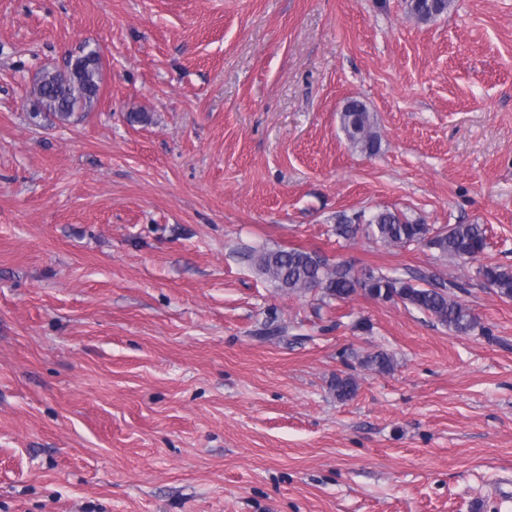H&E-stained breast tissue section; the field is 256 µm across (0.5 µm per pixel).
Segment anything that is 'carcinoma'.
Returning a JSON list of instances; mask_svg holds the SVG:
<instances>
[{"instance_id": "carcinoma-1", "label": "carcinoma", "mask_w": 512, "mask_h": 512, "mask_svg": "<svg viewBox=\"0 0 512 512\" xmlns=\"http://www.w3.org/2000/svg\"><path fill=\"white\" fill-rule=\"evenodd\" d=\"M450 6L451 0H410V11L420 21L448 13ZM101 72L98 51L83 48L79 54L69 57L64 70L47 71L39 77L31 90L33 102L39 109L67 121L75 113L89 110L97 100ZM341 123L353 147L367 155L379 151V136L374 131L371 113L362 101L346 103ZM360 232L394 247L425 241L442 255L464 262L477 259L487 248L486 228L482 224H450L432 237L429 225L411 221L404 214L389 209L368 216L363 212L343 216L336 224L338 237L351 239ZM249 258L257 270L282 291L306 292L317 285L324 297L336 301L348 300L361 292L377 300H399L457 333L467 334L478 326L475 314L457 299L456 291L465 289L462 282H438L425 273L408 278L372 271L357 274L348 265H331L326 258L298 248L254 250ZM478 274L499 296L512 298L511 269L484 264ZM360 365L385 374L393 370L394 360L388 352L378 350L361 358ZM330 389L337 400L348 401L356 396L359 383L355 376L340 373L332 378Z\"/></svg>"}]
</instances>
